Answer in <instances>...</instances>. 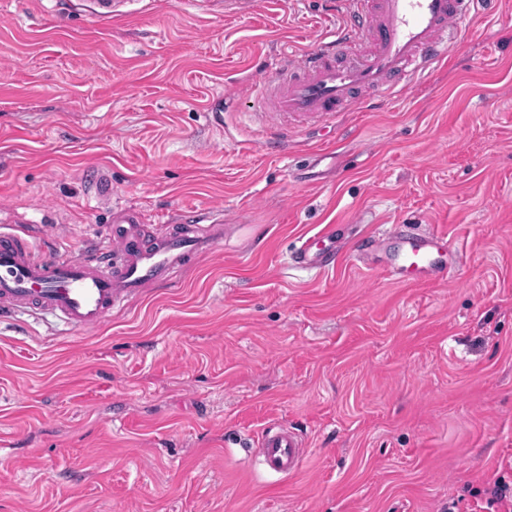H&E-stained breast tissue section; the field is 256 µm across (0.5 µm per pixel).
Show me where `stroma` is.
<instances>
[{
    "label": "stroma",
    "instance_id": "1",
    "mask_svg": "<svg viewBox=\"0 0 512 512\" xmlns=\"http://www.w3.org/2000/svg\"><path fill=\"white\" fill-rule=\"evenodd\" d=\"M131 2L0 0V218L68 254L120 209L224 221L97 330L0 318V512H484L469 488L512 464V0L399 104L285 117L287 153L257 96L341 25L329 0ZM328 224L441 230L464 261L420 284L374 256L292 269ZM277 422L309 449L291 477L257 453Z\"/></svg>",
    "mask_w": 512,
    "mask_h": 512
}]
</instances>
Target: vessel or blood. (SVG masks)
<instances>
[{"label": "vessel or blood", "instance_id": "1", "mask_svg": "<svg viewBox=\"0 0 512 512\" xmlns=\"http://www.w3.org/2000/svg\"><path fill=\"white\" fill-rule=\"evenodd\" d=\"M346 25L334 38H320L300 56L284 58L266 81L259 109L270 117L264 132L270 143L288 138L282 115L330 119L357 112L373 96L408 87L447 60L451 43L471 15H491L495 0H342ZM360 53L354 63L344 56ZM144 220L134 210L114 213L108 231L93 250L60 255L24 222L0 225V314L50 316L76 331L101 327L113 309L144 288L169 280L174 269L200 263L214 243L206 225L190 224L175 235L147 238ZM396 238L401 259L384 266L399 280L447 277L450 261L446 235L407 234L395 227L373 237V246ZM295 265L326 269L335 258L317 237L301 238L291 255ZM258 446L269 473L288 477L306 456L301 436L288 425L268 427Z\"/></svg>", "mask_w": 512, "mask_h": 512}]
</instances>
